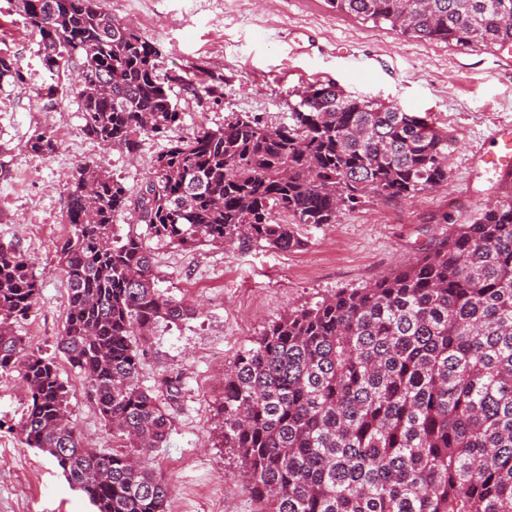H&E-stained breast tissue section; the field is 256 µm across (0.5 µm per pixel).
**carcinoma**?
Returning <instances> with one entry per match:
<instances>
[{"instance_id":"1","label":"carcinoma","mask_w":512,"mask_h":512,"mask_svg":"<svg viewBox=\"0 0 512 512\" xmlns=\"http://www.w3.org/2000/svg\"><path fill=\"white\" fill-rule=\"evenodd\" d=\"M338 13L455 43L512 42V0H328ZM44 67L74 86L84 134L105 145L169 139L137 196L78 166L67 183L68 233L56 246L68 281L59 349L123 447L99 452L72 425L54 361L26 349L37 281L0 244V372L30 394L18 424L96 512H167L168 483L148 467L170 428L139 382L154 324L198 307L157 288L146 237L294 250L302 224H334L366 198L390 201L448 185V135L394 104L311 85L292 122L235 118L170 138L181 113L159 50L101 0H15ZM22 80L0 55V83ZM25 148L57 149L45 128ZM135 207L134 230L116 214ZM223 445L259 512H512V199L486 205L411 261L270 324L224 373Z\"/></svg>"}]
</instances>
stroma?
I'll use <instances>...</instances> for the list:
<instances>
[{
    "label": "stroma",
    "instance_id": "35a3bbf8",
    "mask_svg": "<svg viewBox=\"0 0 512 512\" xmlns=\"http://www.w3.org/2000/svg\"><path fill=\"white\" fill-rule=\"evenodd\" d=\"M160 51L164 71L197 76L216 97L173 85L183 114L178 133L233 118L290 122L291 106L308 86L335 82L347 94L390 102L428 115L448 134L446 187L410 200H366L333 224H304L306 245L281 251L201 246L181 250L150 240L159 288L199 304L198 316L156 323L139 366L144 388L179 381L171 427L150 467L171 488L168 512H257L221 444L217 407L224 369L272 322L338 290L362 288L412 259L447 232L468 224L496 200L500 177L473 161L492 129L512 124V62L497 47L420 39L336 13L326 0H103ZM0 55L18 60L22 82L0 88V243L25 254L36 277L37 304L20 328L28 348L53 358L68 392L71 421L86 445L108 453L117 442L101 420L84 381L57 348L66 316L67 278L56 246L67 234L66 187L88 162L119 179L130 193L148 180L168 141L141 136L135 150L102 147L83 132L74 91L41 97L51 82L38 39L10 0H0ZM51 127L55 153L41 157L25 144ZM29 404L17 373L0 374V512H95L61 469L27 447L17 428Z\"/></svg>",
    "mask_w": 512,
    "mask_h": 512
}]
</instances>
